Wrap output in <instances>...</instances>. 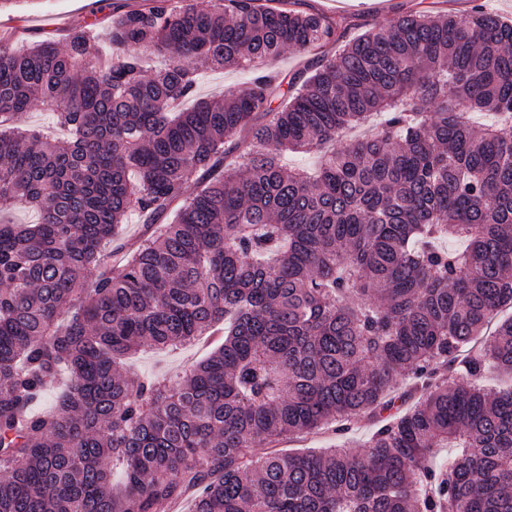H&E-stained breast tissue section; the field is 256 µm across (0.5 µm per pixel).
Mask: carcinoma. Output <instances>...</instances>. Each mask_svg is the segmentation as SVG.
Masks as SVG:
<instances>
[{
    "mask_svg": "<svg viewBox=\"0 0 512 512\" xmlns=\"http://www.w3.org/2000/svg\"><path fill=\"white\" fill-rule=\"evenodd\" d=\"M97 26L0 35V210L40 214L0 223V512H512V385L480 383L512 374V24L406 15L287 83L340 21L152 0L104 64ZM207 67L251 78L199 99ZM37 104L71 136L17 124ZM220 325L183 376L121 369ZM399 376L416 400L362 446L251 455L391 412Z\"/></svg>",
    "mask_w": 512,
    "mask_h": 512,
    "instance_id": "1",
    "label": "carcinoma"
}]
</instances>
